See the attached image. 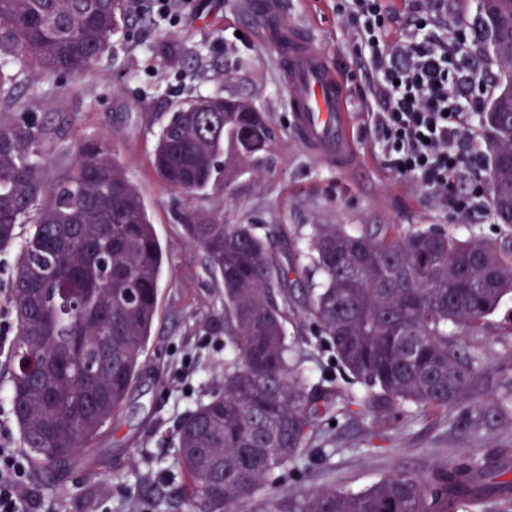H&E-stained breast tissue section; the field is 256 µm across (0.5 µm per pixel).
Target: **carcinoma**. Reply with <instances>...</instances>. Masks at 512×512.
Segmentation results:
<instances>
[{"mask_svg": "<svg viewBox=\"0 0 512 512\" xmlns=\"http://www.w3.org/2000/svg\"><path fill=\"white\" fill-rule=\"evenodd\" d=\"M124 0H0V253L19 248L9 304L16 321L8 377L11 413L39 468L57 478L121 410L145 367L158 313L165 255L144 200L112 146L75 149L70 167L47 175L41 148L49 129L10 115L22 106L17 86L31 73L49 80L92 71L119 30ZM489 43L506 47L496 61L512 82V0H480ZM178 106L153 155L161 180L186 198L205 190L224 166L253 162L272 140L268 120L245 112H195ZM489 201L512 193V112L491 137ZM33 225L24 239L18 227ZM224 288V335L230 354L211 397L181 418L176 461L188 512H246L277 470L297 463L320 425L358 401L393 414L453 412L479 404L485 363L468 336L483 329L512 297V242L459 240L434 226L400 233L312 224L304 234L321 280L299 307L290 304L292 264L252 224L184 225ZM309 322L358 391L309 383L287 323ZM25 353L35 370H18ZM492 403L512 415V374ZM512 459L473 452L429 473L399 471L358 491L336 487L288 497L287 512H456L488 504L494 477ZM222 464L224 502L207 487Z\"/></svg>", "mask_w": 512, "mask_h": 512, "instance_id": "1", "label": "carcinoma"}]
</instances>
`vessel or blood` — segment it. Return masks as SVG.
<instances>
[{"label": "vessel or blood", "mask_w": 512, "mask_h": 512, "mask_svg": "<svg viewBox=\"0 0 512 512\" xmlns=\"http://www.w3.org/2000/svg\"><path fill=\"white\" fill-rule=\"evenodd\" d=\"M261 12L264 23L278 30V52L285 62V84L301 145L337 168H351L358 154L341 74L303 31L284 23L277 0H265Z\"/></svg>", "instance_id": "1"}]
</instances>
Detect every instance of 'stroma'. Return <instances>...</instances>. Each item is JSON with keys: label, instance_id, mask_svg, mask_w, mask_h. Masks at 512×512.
<instances>
[{"label": "stroma", "instance_id": "obj_1", "mask_svg": "<svg viewBox=\"0 0 512 512\" xmlns=\"http://www.w3.org/2000/svg\"><path fill=\"white\" fill-rule=\"evenodd\" d=\"M258 2L195 0L192 12L173 20L154 12L151 0H127L119 32L93 73L32 79L17 91L30 114L50 129L48 174L68 166L75 147L102 140L113 146L166 255L143 374L94 447L62 480L32 469L30 512H134L141 503L156 504L158 512H186L178 498L185 478L174 435L185 412L223 379L226 353L223 293L202 250L186 238L185 223L253 224L262 233L286 227L287 239L275 240L272 249L279 262L295 259L303 270L290 285L298 302L319 280L310 256L294 255L312 224L383 231L435 224L461 239L512 233L492 215L482 224L456 223L419 186L385 167L353 37L336 13V0H281L282 17L306 29L344 78L364 159L339 171L307 152L293 133L280 56L258 20ZM216 95L249 99L267 114L273 139L259 164L230 168L224 180L187 201L160 181L151 155L177 106ZM288 333L303 352L305 376L343 385L333 351L309 325L289 326ZM468 343L489 368L512 362V298ZM374 416L373 408L358 407L325 428L297 465L274 474L280 496L331 483L357 491L399 470L430 472L470 450L512 448V420L481 409L389 415L379 425Z\"/></svg>", "mask_w": 512, "mask_h": 512}]
</instances>
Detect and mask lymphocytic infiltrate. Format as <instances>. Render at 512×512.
Listing matches in <instances>:
<instances>
[{
	"label": "lymphocytic infiltrate",
	"mask_w": 512,
	"mask_h": 512,
	"mask_svg": "<svg viewBox=\"0 0 512 512\" xmlns=\"http://www.w3.org/2000/svg\"><path fill=\"white\" fill-rule=\"evenodd\" d=\"M371 80L370 110L385 164L416 182L461 224L489 213L484 174L490 147L470 117L491 90L485 68L468 53V34L446 32L434 0H415L403 37H392L397 15L384 0H336ZM25 455L0 441V512H28Z\"/></svg>",
	"instance_id": "1"
}]
</instances>
